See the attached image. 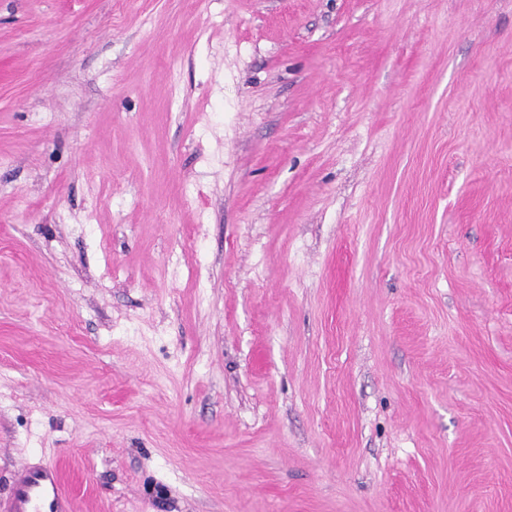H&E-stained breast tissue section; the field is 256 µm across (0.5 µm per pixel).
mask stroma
Instances as JSON below:
<instances>
[{
	"mask_svg": "<svg viewBox=\"0 0 512 512\" xmlns=\"http://www.w3.org/2000/svg\"><path fill=\"white\" fill-rule=\"evenodd\" d=\"M512 512V0H0V512ZM8 512H72L58 466L29 467L14 482Z\"/></svg>",
	"mask_w": 512,
	"mask_h": 512,
	"instance_id": "35a3bbf8",
	"label": "stroma"
}]
</instances>
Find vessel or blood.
Returning <instances> with one entry per match:
<instances>
[{"instance_id":"1","label":"vessel or blood","mask_w":512,"mask_h":512,"mask_svg":"<svg viewBox=\"0 0 512 512\" xmlns=\"http://www.w3.org/2000/svg\"><path fill=\"white\" fill-rule=\"evenodd\" d=\"M8 512H72V500L60 468L37 466L19 473Z\"/></svg>"}]
</instances>
